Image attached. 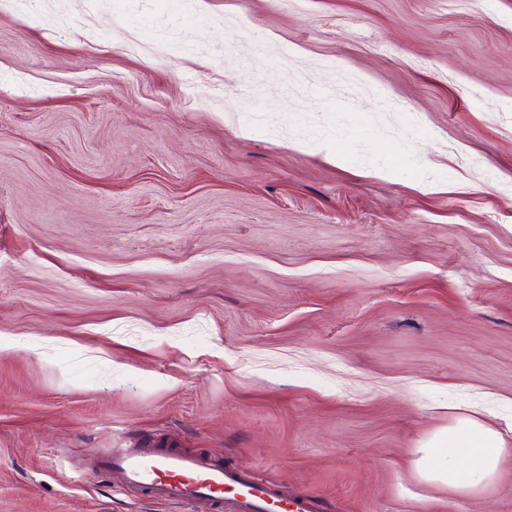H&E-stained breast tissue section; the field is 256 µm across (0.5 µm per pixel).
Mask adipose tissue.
<instances>
[{
  "label": "adipose tissue",
  "instance_id": "obj_1",
  "mask_svg": "<svg viewBox=\"0 0 512 512\" xmlns=\"http://www.w3.org/2000/svg\"><path fill=\"white\" fill-rule=\"evenodd\" d=\"M421 452L420 463L431 478L469 491L493 478L502 443L490 427L466 420L436 434Z\"/></svg>",
  "mask_w": 512,
  "mask_h": 512
}]
</instances>
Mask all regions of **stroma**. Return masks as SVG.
Segmentation results:
<instances>
[{"mask_svg": "<svg viewBox=\"0 0 512 512\" xmlns=\"http://www.w3.org/2000/svg\"><path fill=\"white\" fill-rule=\"evenodd\" d=\"M159 442L512 512V0H0V512H186L96 467ZM502 449L493 429L466 420L428 440L421 449L420 463L431 478L469 491L493 478Z\"/></svg>", "mask_w": 512, "mask_h": 512, "instance_id": "35a3bbf8", "label": "stroma"}]
</instances>
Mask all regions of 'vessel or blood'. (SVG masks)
I'll return each mask as SVG.
<instances>
[{"mask_svg":"<svg viewBox=\"0 0 512 512\" xmlns=\"http://www.w3.org/2000/svg\"><path fill=\"white\" fill-rule=\"evenodd\" d=\"M116 491H134L188 512H315L311 499L285 494L243 467L169 449L116 448L100 460Z\"/></svg>","mask_w":512,"mask_h":512,"instance_id":"obj_1","label":"vessel or blood"}]
</instances>
